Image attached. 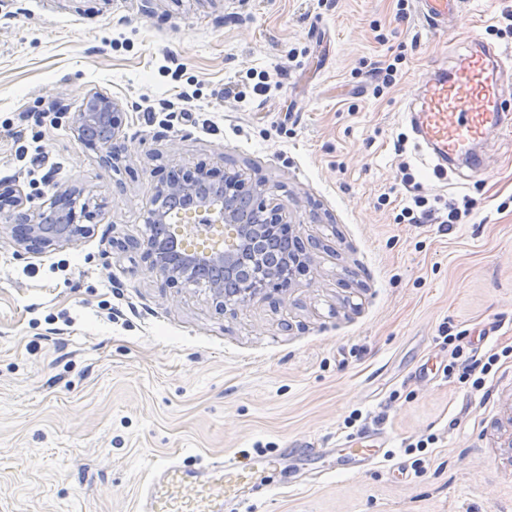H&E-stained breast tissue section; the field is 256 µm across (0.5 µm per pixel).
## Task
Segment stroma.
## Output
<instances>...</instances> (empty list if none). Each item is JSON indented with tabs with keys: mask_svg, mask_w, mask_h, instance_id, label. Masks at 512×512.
<instances>
[{
	"mask_svg": "<svg viewBox=\"0 0 512 512\" xmlns=\"http://www.w3.org/2000/svg\"><path fill=\"white\" fill-rule=\"evenodd\" d=\"M507 10L463 0L446 36L416 0H0V182L30 209L88 205L85 233L39 254L0 217V512H135L155 463L224 455L279 456L258 512H512V122L472 145L480 172L436 177L408 120L475 42L501 54L512 109ZM263 70L277 88L228 95ZM95 91L123 112L113 166L70 128ZM201 165L284 204L312 257L284 294L221 311L113 248L145 241L156 186ZM416 195L472 212L396 223ZM446 326L500 352L480 389L444 373ZM365 434L382 457L324 474ZM427 436L418 469L403 448Z\"/></svg>",
	"mask_w": 512,
	"mask_h": 512,
	"instance_id": "35a3bbf8",
	"label": "stroma"
}]
</instances>
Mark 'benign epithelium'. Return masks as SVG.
Wrapping results in <instances>:
<instances>
[{
    "instance_id": "1",
    "label": "benign epithelium",
    "mask_w": 512,
    "mask_h": 512,
    "mask_svg": "<svg viewBox=\"0 0 512 512\" xmlns=\"http://www.w3.org/2000/svg\"><path fill=\"white\" fill-rule=\"evenodd\" d=\"M94 107L93 112L74 113L71 129L80 138L85 136L90 126L104 120L106 135L97 139L93 146L101 148L105 157L114 160L119 157L122 133L118 104L110 99L98 98L94 101ZM212 178L214 175L202 167L187 172L183 179L169 177L155 190V208L149 213L148 223H166L173 199L185 198L192 208L213 203L218 206L226 229L235 231L239 243L221 256L199 259L175 249V243L168 238L150 237L146 240L144 251L150 267L167 285H175L181 279L190 281L201 269L222 271V277L209 281V288L220 303L244 304L260 295L268 298L288 290L292 275L290 263L270 267L261 264L251 277L238 283L234 295L226 296L224 280L234 278L243 267L253 264L256 260L255 243L273 238L288 222L283 206L267 202L265 185L248 184L245 173L226 170L216 184L210 182ZM23 206L24 198L16 188L7 186L0 190V214H6L8 220L14 221L17 242L28 253L67 242L84 231V228L75 225L76 215L73 213L67 215L53 208L46 210L42 207L35 212H24Z\"/></svg>"
}]
</instances>
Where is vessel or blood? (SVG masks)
Masks as SVG:
<instances>
[{"label": "vessel or blood", "mask_w": 512, "mask_h": 512, "mask_svg": "<svg viewBox=\"0 0 512 512\" xmlns=\"http://www.w3.org/2000/svg\"><path fill=\"white\" fill-rule=\"evenodd\" d=\"M459 0H419L420 13L434 31H448V15ZM494 52H472L448 74L434 79L410 115L417 140L431 150L436 168L465 155L471 145L499 129L504 121L503 96L493 72ZM271 458L247 463L220 459L190 466L167 459L152 466L139 486L136 512H224L236 502L240 512H256L254 495L261 489L258 471L274 467Z\"/></svg>", "instance_id": "1"}]
</instances>
